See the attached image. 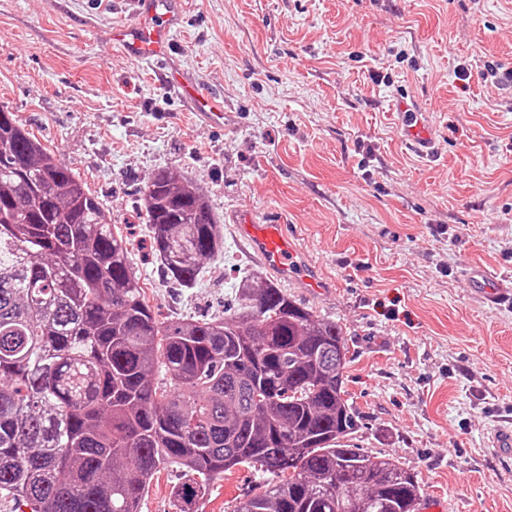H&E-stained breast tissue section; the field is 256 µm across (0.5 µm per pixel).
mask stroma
<instances>
[{
    "label": "stroma",
    "instance_id": "stroma-1",
    "mask_svg": "<svg viewBox=\"0 0 512 512\" xmlns=\"http://www.w3.org/2000/svg\"><path fill=\"white\" fill-rule=\"evenodd\" d=\"M124 0H0V108L74 167L160 321L223 315L262 261L233 213L285 220L331 292L286 285L345 328L354 442L417 472L444 512H512V306L474 267L512 276V0H186L174 65L224 98L203 124L145 62L108 48ZM435 132L401 141L395 98ZM208 197L224 251L193 288L166 279L140 199L155 171ZM161 467L141 512H177ZM260 473L215 479L198 512H234ZM469 279L484 297V299L493 302L501 300H512V280L507 286L504 281L492 276L483 268L474 269L470 272Z\"/></svg>",
    "mask_w": 512,
    "mask_h": 512
}]
</instances>
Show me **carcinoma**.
Masks as SVG:
<instances>
[{
    "label": "carcinoma",
    "instance_id": "cac0c4a2",
    "mask_svg": "<svg viewBox=\"0 0 512 512\" xmlns=\"http://www.w3.org/2000/svg\"><path fill=\"white\" fill-rule=\"evenodd\" d=\"M143 213L167 278L224 250L207 196L168 170ZM224 316L161 322L127 240L75 170L0 109V497L31 512H141L164 464L178 512L238 467L266 476L233 512H418L417 472L352 443L343 326L271 280Z\"/></svg>",
    "mask_w": 512,
    "mask_h": 512
}]
</instances>
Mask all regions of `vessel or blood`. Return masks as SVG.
<instances>
[{
  "mask_svg": "<svg viewBox=\"0 0 512 512\" xmlns=\"http://www.w3.org/2000/svg\"><path fill=\"white\" fill-rule=\"evenodd\" d=\"M134 7L133 22L116 26L112 30V45L125 56L148 63H167V87L179 95L198 117L213 126L224 124V99L200 90L183 73L170 67L174 36L182 23L184 0H129ZM400 112L398 130L402 142L419 158L434 155V136L418 113L407 111L404 101H397ZM241 237L261 258L264 265L283 280H302L309 288L322 292L326 282L309 274H298L299 251L294 239L282 225L257 223L252 214L240 212L237 221ZM469 279L484 297L498 302L512 299V283L492 276L487 270H472Z\"/></svg>",
  "mask_w": 512,
  "mask_h": 512,
  "instance_id": "1",
  "label": "vessel or blood"
}]
</instances>
